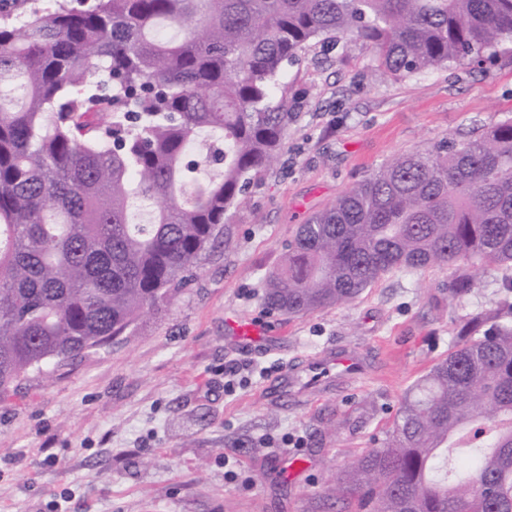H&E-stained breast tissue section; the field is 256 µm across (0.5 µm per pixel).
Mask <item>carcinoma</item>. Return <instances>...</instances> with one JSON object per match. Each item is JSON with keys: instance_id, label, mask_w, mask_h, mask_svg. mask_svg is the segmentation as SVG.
Masks as SVG:
<instances>
[{"instance_id": "carcinoma-1", "label": "carcinoma", "mask_w": 512, "mask_h": 512, "mask_svg": "<svg viewBox=\"0 0 512 512\" xmlns=\"http://www.w3.org/2000/svg\"><path fill=\"white\" fill-rule=\"evenodd\" d=\"M22 5L0 0L1 396L187 283L277 160L276 90L311 42L361 41L395 78L512 49V0H55L14 24ZM432 267L452 301L497 270L499 297L336 476L352 512H512V117L386 161L298 225L264 305L305 314Z\"/></svg>"}]
</instances>
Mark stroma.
<instances>
[{"label": "stroma", "mask_w": 512, "mask_h": 512, "mask_svg": "<svg viewBox=\"0 0 512 512\" xmlns=\"http://www.w3.org/2000/svg\"><path fill=\"white\" fill-rule=\"evenodd\" d=\"M278 93L292 114L279 158L189 285L130 333L0 398V512H340L336 474L383 437L447 354L455 320L494 301L496 271L459 302L437 268L299 316L267 312L263 297L297 225L354 183L512 115V52L397 79L363 43L317 40ZM229 317L267 321L268 333L235 342ZM347 349L364 362L354 384L315 388L298 372Z\"/></svg>", "instance_id": "stroma-1"}]
</instances>
